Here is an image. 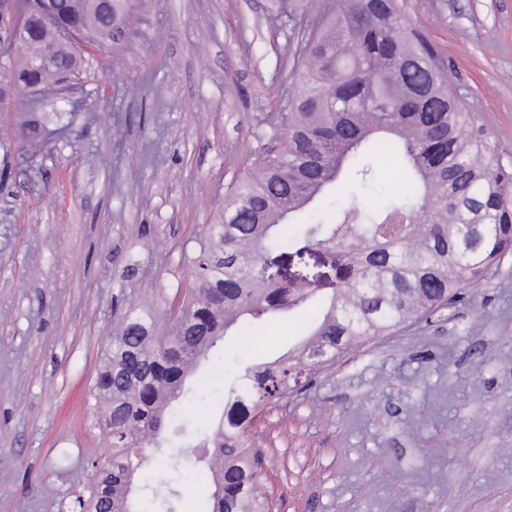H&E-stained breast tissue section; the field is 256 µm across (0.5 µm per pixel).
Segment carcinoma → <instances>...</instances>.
I'll use <instances>...</instances> for the list:
<instances>
[{
  "label": "carcinoma",
  "mask_w": 512,
  "mask_h": 512,
  "mask_svg": "<svg viewBox=\"0 0 512 512\" xmlns=\"http://www.w3.org/2000/svg\"><path fill=\"white\" fill-rule=\"evenodd\" d=\"M127 0H53L15 50V92L39 85L45 112L25 113L20 138L43 141L63 83H75L86 49L69 30L108 32ZM295 97L273 115L283 131L248 171L185 263L192 288L159 314L130 309L97 373L90 429L104 453L66 512H133L143 449L174 424L173 403L226 336L290 316L305 339L288 356L247 366L224 388V414L203 444L211 449L203 512H274L258 492L262 463L252 423L288 398L305 373L348 349L392 336L412 319L453 304L465 285L512 253V167L448 86L436 50L398 13L394 0H323L296 50ZM48 58L37 70L28 60ZM401 166L406 191L384 206L351 195L375 165ZM333 251L346 275L322 300L264 268L274 252Z\"/></svg>",
  "instance_id": "carcinoma-1"
}]
</instances>
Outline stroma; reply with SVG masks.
<instances>
[{"label": "stroma", "instance_id": "obj_1", "mask_svg": "<svg viewBox=\"0 0 512 512\" xmlns=\"http://www.w3.org/2000/svg\"><path fill=\"white\" fill-rule=\"evenodd\" d=\"M448 83L512 163V0H396ZM321 0H129L121 45L87 55L70 128L18 155L0 111V512H59L100 449L89 403L130 306L166 308L184 255L277 137L293 56ZM246 347L229 330L175 404L187 467L147 449L146 512H200L197 437L237 370L271 362L298 325ZM278 512H512V255L451 308L352 349L254 421Z\"/></svg>", "mask_w": 512, "mask_h": 512}]
</instances>
